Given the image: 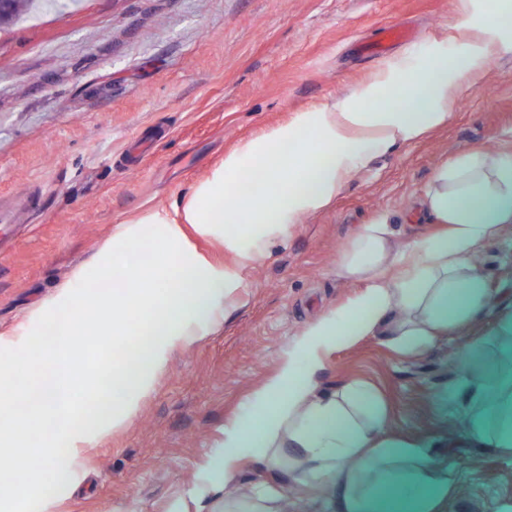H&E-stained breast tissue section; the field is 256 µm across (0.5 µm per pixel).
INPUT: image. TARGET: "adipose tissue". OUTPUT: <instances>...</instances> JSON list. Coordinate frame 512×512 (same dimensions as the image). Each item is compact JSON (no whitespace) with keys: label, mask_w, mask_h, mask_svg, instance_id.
<instances>
[{"label":"adipose tissue","mask_w":512,"mask_h":512,"mask_svg":"<svg viewBox=\"0 0 512 512\" xmlns=\"http://www.w3.org/2000/svg\"><path fill=\"white\" fill-rule=\"evenodd\" d=\"M459 13L458 55H449L443 44L422 62L393 58L350 96L299 113L227 153L222 173L183 201L185 222L221 225L238 266L251 264L264 228L283 229L326 208L373 157L447 125L462 93L481 84L485 63L512 50V0H485L476 23L467 7ZM423 205L445 232L405 248L382 216L364 225L342 252V274L365 281L364 291L301 333L242 419L225 430L213 481H231L246 455L277 463L279 449L288 446L295 450L294 471L328 482L338 512H381L377 488L398 476L435 487L437 497L420 510L438 512L449 472L420 443L389 436L379 393L357 380L335 392L317 382L325 354L335 347L381 335L415 351L487 307L489 293L472 259L482 242L512 225V157L463 155L435 174ZM180 231L169 225L161 256L131 264L112 291L113 335L138 342L105 368L99 399L109 409L89 414L95 434L130 419L169 349L194 341L214 322L222 299L240 286L236 268L215 267L180 246ZM453 396L471 410L478 442L512 452V435H489L480 423L497 402L496 391L472 379Z\"/></svg>","instance_id":"1"}]
</instances>
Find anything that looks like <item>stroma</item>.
<instances>
[{"label":"stroma","instance_id":"35a3bbf8","mask_svg":"<svg viewBox=\"0 0 512 512\" xmlns=\"http://www.w3.org/2000/svg\"><path fill=\"white\" fill-rule=\"evenodd\" d=\"M397 17L420 36L392 55L423 59L453 35L458 0H79L0 33V197L42 196L0 249V347L19 346L126 226L156 254L165 221L225 154L367 81L386 60L356 46ZM485 72L445 128L396 144L330 207L257 239L261 257L240 268L218 324L170 349L130 421L88 437L39 512H246L286 485L291 512H336L330 487L294 474L284 448L276 466L243 459L228 487L206 472L305 328L362 291L339 270L359 230L383 214L402 246L438 233L419 207L436 172L473 150L512 154V53ZM155 213L161 223H145ZM183 232L214 265L234 264L217 225ZM476 259L493 302L471 325L414 355L361 338L325 355L319 382L383 395L391 431L448 466L443 512H512V456L475 440L466 406L448 400L471 342L512 313V227Z\"/></svg>","mask_w":512,"mask_h":512}]
</instances>
